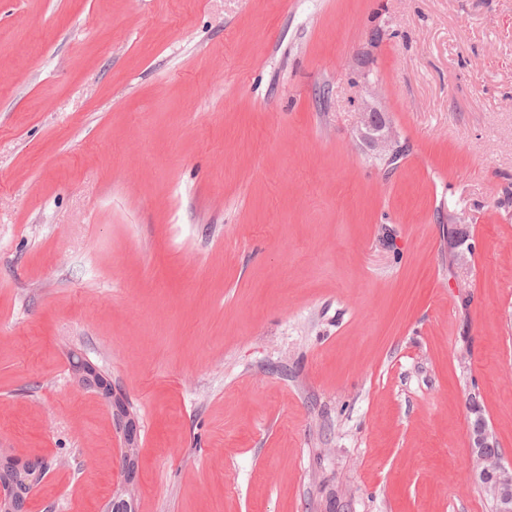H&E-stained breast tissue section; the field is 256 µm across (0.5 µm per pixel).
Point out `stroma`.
Instances as JSON below:
<instances>
[{
    "label": "stroma",
    "instance_id": "obj_1",
    "mask_svg": "<svg viewBox=\"0 0 512 512\" xmlns=\"http://www.w3.org/2000/svg\"><path fill=\"white\" fill-rule=\"evenodd\" d=\"M409 150L354 139L366 80ZM493 512L512 0H0V448L29 512ZM481 415L472 419L469 408V447L477 467L474 478L498 504V512L512 511V464L505 465L496 438L494 437L481 407L473 402Z\"/></svg>",
    "mask_w": 512,
    "mask_h": 512
}]
</instances>
